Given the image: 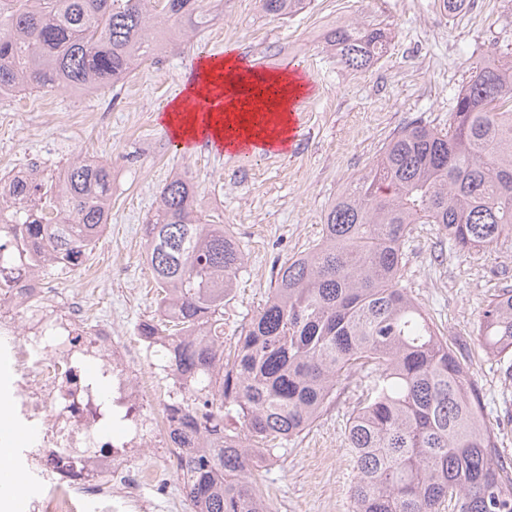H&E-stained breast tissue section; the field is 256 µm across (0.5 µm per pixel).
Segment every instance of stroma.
<instances>
[{
    "mask_svg": "<svg viewBox=\"0 0 512 512\" xmlns=\"http://www.w3.org/2000/svg\"><path fill=\"white\" fill-rule=\"evenodd\" d=\"M310 0L290 17L263 13L259 0H204L218 15L112 87L78 95L66 89L0 98V176L31 162L51 171L76 156L112 165V220L78 273L59 287L102 288L91 319H108L133 336L157 317L154 283L140 227L174 173L188 172L202 210L221 216L245 254L224 309V344L233 346L265 302L280 264L320 237L327 206L407 125L447 128L470 69L489 56L512 59V0ZM381 28L388 52L364 69L345 67L328 47L341 25ZM234 41L268 67L304 60L313 93L300 105L292 151L250 156L212 154L203 145L178 154L159 116L199 54L223 56ZM401 284L428 312L449 345L470 342L478 316L512 278V233L486 251L464 253L437 225H412L402 247ZM483 398L485 424L498 453L512 461V383L498 362L472 347L466 359ZM370 381L369 368L342 377L312 426L289 438L279 457L257 467L272 512H353L354 464L346 427Z\"/></svg>",
    "mask_w": 512,
    "mask_h": 512,
    "instance_id": "35a3bbf8",
    "label": "stroma"
}]
</instances>
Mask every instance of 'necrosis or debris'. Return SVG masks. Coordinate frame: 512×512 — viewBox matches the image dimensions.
Listing matches in <instances>:
<instances>
[{
    "instance_id": "obj_1",
    "label": "necrosis or debris",
    "mask_w": 512,
    "mask_h": 512,
    "mask_svg": "<svg viewBox=\"0 0 512 512\" xmlns=\"http://www.w3.org/2000/svg\"><path fill=\"white\" fill-rule=\"evenodd\" d=\"M0 210V400L29 436L15 463L25 512H156L183 495L181 459L213 445L181 436L193 395L190 377L170 370L161 340L114 335L112 323L84 324L86 299L31 264L33 248L9 232ZM153 357L150 369L141 356Z\"/></svg>"
}]
</instances>
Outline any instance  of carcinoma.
<instances>
[{
  "label": "carcinoma",
  "mask_w": 512,
  "mask_h": 512,
  "mask_svg": "<svg viewBox=\"0 0 512 512\" xmlns=\"http://www.w3.org/2000/svg\"><path fill=\"white\" fill-rule=\"evenodd\" d=\"M286 18L307 0H260ZM163 19L170 33L149 37ZM211 22L200 0H0V92L97 90ZM327 44L363 69L387 52L380 28L345 25ZM57 208L47 225L16 210L40 269L84 265L112 210V169L78 156L55 180L13 186ZM413 224H436L463 252L487 250L512 232V60L472 67L445 132L411 125L327 209L319 241L285 261L263 307L224 352V307L245 255L224 224L204 214L185 175H172L141 225L159 293L144 336L171 344V368L198 382L183 425L218 447L185 464L195 512H270L253 464L279 452L319 416L342 377L373 378L349 420L357 470L353 512H512V467L483 423L480 392L461 349L448 346L400 285L402 245ZM209 329L213 337L199 341ZM476 342L512 379V288L483 308Z\"/></svg>",
  "instance_id": "1"
}]
</instances>
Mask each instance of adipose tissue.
<instances>
[{"instance_id": "1", "label": "adipose tissue", "mask_w": 512, "mask_h": 512, "mask_svg": "<svg viewBox=\"0 0 512 512\" xmlns=\"http://www.w3.org/2000/svg\"><path fill=\"white\" fill-rule=\"evenodd\" d=\"M193 69L200 72V79L184 82L162 115V125L191 140L198 139L200 133H212L234 150L244 144L254 145L259 151L287 146L292 107L305 94L306 84L287 72H256L244 77L237 60L231 57L199 58ZM270 84L277 87V94L271 98L260 96V88ZM215 91L224 98L220 111L202 118L185 112V97H206Z\"/></svg>"}]
</instances>
